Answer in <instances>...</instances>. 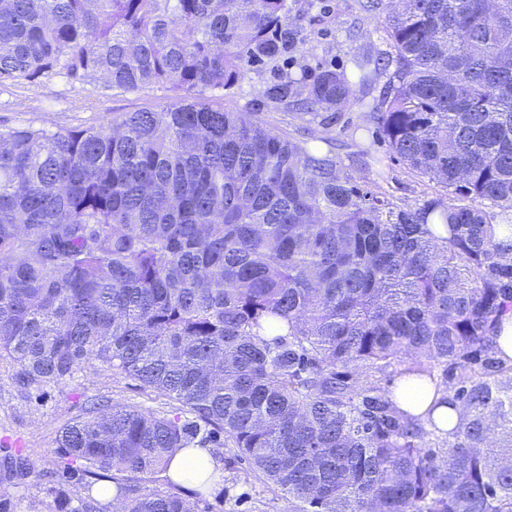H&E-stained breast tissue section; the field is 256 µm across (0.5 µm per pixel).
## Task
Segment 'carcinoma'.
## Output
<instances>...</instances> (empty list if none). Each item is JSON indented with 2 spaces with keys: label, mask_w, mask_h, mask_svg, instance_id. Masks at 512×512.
Returning <instances> with one entry per match:
<instances>
[{
  "label": "carcinoma",
  "mask_w": 512,
  "mask_h": 512,
  "mask_svg": "<svg viewBox=\"0 0 512 512\" xmlns=\"http://www.w3.org/2000/svg\"><path fill=\"white\" fill-rule=\"evenodd\" d=\"M394 54L287 73L308 115L389 68L369 120L385 160L446 196L400 209L336 151L216 100L292 54L288 0H0V83L153 86L165 106L87 128L0 130V361L26 386L106 367L175 404L105 397L57 436L64 469L115 484L120 512H194L141 492L183 448L223 443L296 512H512V0H398ZM436 384L440 437L341 369ZM10 471L35 473L24 455Z\"/></svg>",
  "instance_id": "1"
}]
</instances>
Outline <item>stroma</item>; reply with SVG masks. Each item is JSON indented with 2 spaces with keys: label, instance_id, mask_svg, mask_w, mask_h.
Instances as JSON below:
<instances>
[{
  "label": "stroma",
  "instance_id": "1",
  "mask_svg": "<svg viewBox=\"0 0 512 512\" xmlns=\"http://www.w3.org/2000/svg\"><path fill=\"white\" fill-rule=\"evenodd\" d=\"M288 2L294 10L322 15L321 24L306 27V40L293 59L249 71L224 97L223 106L253 113L268 127L298 140L331 138L344 159L360 149L385 155L387 148L366 115L385 86L386 75H378L369 89L352 87L347 103L327 124L267 103L264 97L280 73L321 66L348 70L359 55L391 54L384 12H364L360 0ZM172 98V91L157 87L125 92L102 90L96 82L70 84L59 78L19 82L0 86V129L29 124L52 131L88 127L127 112L157 108ZM353 174L401 208L421 205L441 194L440 187L397 162L387 164L381 177L358 168ZM98 396L142 411L172 409L171 402L144 390L138 381L112 375L105 368L84 369L68 383L36 388L22 385L18 367L0 362V467L19 451L38 462L37 474L28 478L0 476V486L8 490L7 512H71L76 506L83 490L77 479L63 476L56 436L66 422L81 414L88 399ZM217 454L222 476L199 500L196 512H295L288 495L269 487L236 449L221 447Z\"/></svg>",
  "mask_w": 512,
  "mask_h": 512
}]
</instances>
